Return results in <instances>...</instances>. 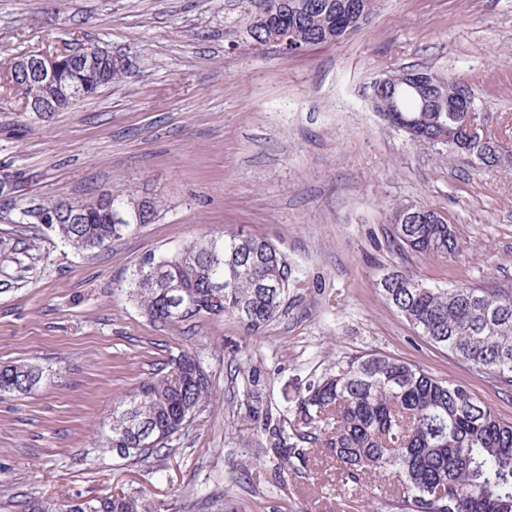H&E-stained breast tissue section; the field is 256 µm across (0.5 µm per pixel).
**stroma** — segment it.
Masks as SVG:
<instances>
[{"label":"stroma","instance_id":"stroma-1","mask_svg":"<svg viewBox=\"0 0 512 512\" xmlns=\"http://www.w3.org/2000/svg\"><path fill=\"white\" fill-rule=\"evenodd\" d=\"M262 0H0V63L92 42L124 78L41 118L0 99V367L34 363L0 397V512L30 497L135 492L150 512H394L377 491L336 495V472H280L265 423L298 426L308 387L373 353L467 387L512 420V389L418 336L377 281L398 266L438 287L512 281V167L487 168L384 123L380 78L422 69L470 88L496 135L512 125V0H382L343 40L298 55L254 44ZM109 187L154 198L156 221L104 254L72 249L21 208ZM448 214L453 257L400 253V203ZM270 239L289 300L250 335L234 319L162 324L121 285L151 253L213 231ZM193 351L212 392L148 459L100 441L112 403ZM43 371L36 365L20 364L0 368V395L28 392L31 381L41 380Z\"/></svg>","mask_w":512,"mask_h":512}]
</instances>
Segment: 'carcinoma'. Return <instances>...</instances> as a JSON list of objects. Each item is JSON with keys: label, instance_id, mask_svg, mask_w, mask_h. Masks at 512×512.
Wrapping results in <instances>:
<instances>
[{"label": "carcinoma", "instance_id": "obj_1", "mask_svg": "<svg viewBox=\"0 0 512 512\" xmlns=\"http://www.w3.org/2000/svg\"><path fill=\"white\" fill-rule=\"evenodd\" d=\"M351 0H265L249 24L251 39L276 44L291 30L295 47L332 43L367 24L379 0L365 2V18L353 17ZM63 46L49 54L59 62L58 81L92 98L127 73L110 58L99 61L101 77L90 78L82 64L88 51ZM444 95L400 84L390 89L398 111L388 122L418 130L422 144L448 143L484 166H499L498 156L466 142L462 125L471 99L467 85L438 79ZM4 93H19L24 105L46 97L35 77L20 73L1 81ZM159 206L132 193L103 188L86 199L41 203L22 213L28 224L44 213L59 214L48 230L78 252L105 251L112 240L156 219ZM399 250L426 255H455L460 238L448 218L421 204L392 210ZM181 287L178 302L168 301L154 275ZM291 271L279 250L250 233L215 232L191 239L160 256L135 265L125 290L151 321L185 322L206 316L231 317L246 333L263 331L287 304ZM377 286L386 300L428 343L446 350L499 383L512 385V281L496 280L450 288L431 286L394 267ZM43 371L36 365L0 368V395L25 393ZM210 378L186 350L168 371L141 381L112 405V425L103 436L112 449L120 439L133 445L140 432L153 431L155 447L183 429L208 394ZM297 414L296 441L274 439L271 451L283 470H307L317 448L336 466L339 490H363L371 480L395 490L398 512H512V421L481 405L464 386L451 384L420 367L385 354H369L336 364V370L309 387ZM27 512H76V505L32 497ZM99 512H149L143 499L123 493L103 500Z\"/></svg>", "mask_w": 512, "mask_h": 512}]
</instances>
